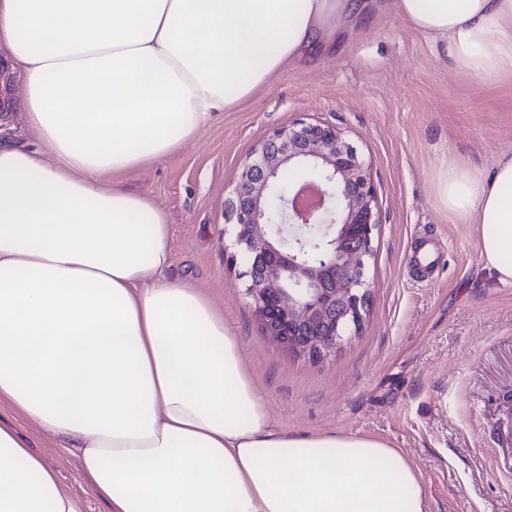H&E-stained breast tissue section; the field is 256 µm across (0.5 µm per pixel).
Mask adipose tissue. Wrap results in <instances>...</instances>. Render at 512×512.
I'll list each match as a JSON object with an SVG mask.
<instances>
[{
	"mask_svg": "<svg viewBox=\"0 0 512 512\" xmlns=\"http://www.w3.org/2000/svg\"><path fill=\"white\" fill-rule=\"evenodd\" d=\"M367 0H0L33 144L0 139V405L76 448L107 512H423L376 437L291 432L223 314L172 279L171 228L118 176L176 154ZM482 84L512 73V0H394ZM437 194L512 282V158ZM0 512H79L0 427Z\"/></svg>",
	"mask_w": 512,
	"mask_h": 512,
	"instance_id": "1",
	"label": "adipose tissue"
}]
</instances>
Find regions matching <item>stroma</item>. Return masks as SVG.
Segmentation results:
<instances>
[{
    "mask_svg": "<svg viewBox=\"0 0 512 512\" xmlns=\"http://www.w3.org/2000/svg\"><path fill=\"white\" fill-rule=\"evenodd\" d=\"M297 122L341 131L380 213L361 325L318 361L265 337L224 215L241 163ZM510 157L512 74L478 83L454 67L445 41L378 0L331 50L289 65L177 155L119 181L168 210L172 275L223 312L276 423L385 440L417 471L424 512H512V480L501 473L512 462V283L485 266L476 225L450 216L435 190L449 161L485 171ZM424 240L439 259L426 269L408 262ZM0 426L55 472L81 512H106L60 437L7 406Z\"/></svg>",
    "mask_w": 512,
    "mask_h": 512,
    "instance_id": "stroma-1",
    "label": "stroma"
}]
</instances>
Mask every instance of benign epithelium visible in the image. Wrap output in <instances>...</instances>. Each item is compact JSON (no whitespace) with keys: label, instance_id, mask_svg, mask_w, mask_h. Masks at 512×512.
<instances>
[{"label":"benign epithelium","instance_id":"1","mask_svg":"<svg viewBox=\"0 0 512 512\" xmlns=\"http://www.w3.org/2000/svg\"><path fill=\"white\" fill-rule=\"evenodd\" d=\"M226 218L264 335L316 361L330 355L363 319L380 223L354 147L330 124L276 130L242 163Z\"/></svg>","mask_w":512,"mask_h":512}]
</instances>
